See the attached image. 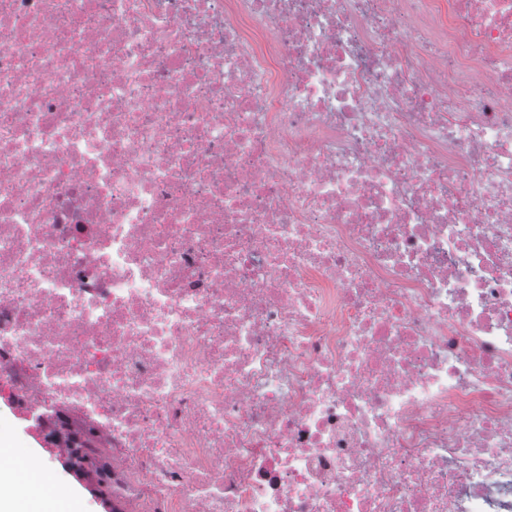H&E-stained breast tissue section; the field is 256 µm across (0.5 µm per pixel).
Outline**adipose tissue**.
I'll use <instances>...</instances> for the list:
<instances>
[{"instance_id": "adipose-tissue-1", "label": "adipose tissue", "mask_w": 512, "mask_h": 512, "mask_svg": "<svg viewBox=\"0 0 512 512\" xmlns=\"http://www.w3.org/2000/svg\"><path fill=\"white\" fill-rule=\"evenodd\" d=\"M0 461L8 476H0V512H85L83 501L61 486L30 449L17 447L10 430L0 428Z\"/></svg>"}]
</instances>
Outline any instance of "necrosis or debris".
<instances>
[{
	"label": "necrosis or debris",
	"instance_id": "1",
	"mask_svg": "<svg viewBox=\"0 0 512 512\" xmlns=\"http://www.w3.org/2000/svg\"><path fill=\"white\" fill-rule=\"evenodd\" d=\"M114 512H512V0H0V398Z\"/></svg>",
	"mask_w": 512,
	"mask_h": 512
}]
</instances>
